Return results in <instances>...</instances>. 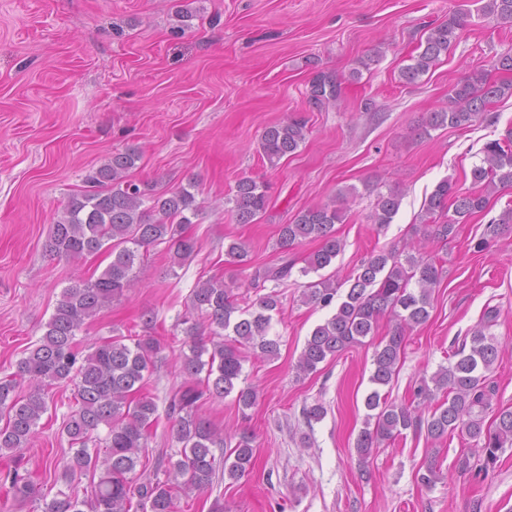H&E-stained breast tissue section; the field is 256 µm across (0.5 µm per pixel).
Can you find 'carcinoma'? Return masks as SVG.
Here are the masks:
<instances>
[{"instance_id": "1", "label": "carcinoma", "mask_w": 512, "mask_h": 512, "mask_svg": "<svg viewBox=\"0 0 512 512\" xmlns=\"http://www.w3.org/2000/svg\"><path fill=\"white\" fill-rule=\"evenodd\" d=\"M480 11L512 26V0H484ZM466 18L457 13L432 28L417 55L411 57L412 63L400 71V79L412 84L428 73L459 39ZM340 86L331 74L319 72L310 85V100L318 107L335 101ZM505 96L512 97V81H494L484 65L478 64L452 88L448 108L428 115L423 132L469 126ZM307 134L303 117L265 127L259 139L262 157L277 166L296 152ZM483 153L481 164L471 170L472 190L461 193L444 180L425 201L423 224L429 226L431 237L448 240L455 225L487 208L492 194L512 188V131H508L507 144L490 141ZM139 160L135 148L113 154L86 177L90 190L72 196L64 206L52 226L48 250L79 258L106 247L112 261L97 278L78 280L62 291L43 335L18 364L17 375L30 382L28 391L17 393L14 378L0 381V418L5 420L0 427V454L11 462L0 479V490L19 502L34 501L37 496L34 482L19 472V452L38 433L39 421L47 412V388L73 384L76 409L63 420V431L77 449L64 465L65 474L74 477L92 471L99 477L86 499L62 492L45 504L43 512H176L178 494L209 488L219 473L237 481L252 467L253 433L246 429L239 433L234 460L222 466L214 449L224 447V434L200 414V408L207 400L230 395L243 411L257 403L258 389L242 384L245 356L241 348L251 349L256 359L278 356L279 337L270 335L272 313L280 306L277 291L256 297L248 311L239 309L233 290L222 279L210 278L193 288L191 310L205 315L210 338H204L205 326L184 317L188 346L180 370L184 381L170 391L166 408L173 438L181 444L180 458L168 461L163 480L137 474L150 428L158 421L157 403L144 388L163 349L161 340L111 336L95 343L86 355L76 349L75 337L86 321L139 282L134 267L141 262V249L163 244L177 264L196 252V240L186 232L199 210L195 194L186 187L149 192L147 185L128 175ZM268 189L266 183L251 177L237 182L231 199L237 223L251 224L265 211ZM350 193V189L340 191L330 202L305 209L292 223L279 226L278 244L284 250L305 240L319 242L318 250L305 259L302 275L328 267L340 253L342 245L334 226L341 220V199ZM401 200L395 188L378 195L370 221L380 228L391 223ZM225 255L229 263L244 266L249 251L235 241ZM293 267L294 262L284 257L281 263L256 271L251 285L263 288L272 282L277 287L291 276ZM441 273L433 260L393 248L363 260L348 277L349 288L338 303L335 299L342 284L336 280L322 278L308 284L306 301L322 307L333 304L335 309L312 330L295 369L299 377L316 373L320 364L374 335L379 321L390 318L393 328L373 354V388L364 398L369 414L355 444L359 459L366 460L373 449L409 429H423L433 441L457 431L475 441L484 455L481 471L486 473L498 453L512 447V410L498 411L492 425L483 427L482 414L489 407L487 372L499 357L498 343L488 329L498 311L487 313V322L472 332L469 349L456 352V362L428 380L421 379L414 388V399L422 403L435 400L439 392L444 394L428 417L411 403L388 401L381 392L398 372L406 330L428 320L431 293ZM101 426L107 429L102 455L88 448L92 434Z\"/></svg>"}]
</instances>
